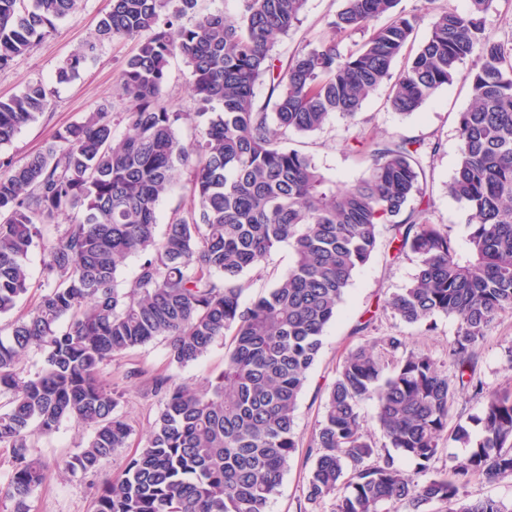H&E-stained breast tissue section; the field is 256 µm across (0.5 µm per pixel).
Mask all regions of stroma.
<instances>
[{"label":"stroma","instance_id":"obj_1","mask_svg":"<svg viewBox=\"0 0 512 512\" xmlns=\"http://www.w3.org/2000/svg\"><path fill=\"white\" fill-rule=\"evenodd\" d=\"M342 0H307L295 31L279 39L274 52L288 60L306 44L328 38L326 20L336 14ZM109 0H86L82 10L62 20L56 30L34 48L15 60L11 68L0 72V99L20 93L31 83H42L49 105L43 114L26 126L8 145L0 147V159L23 162L38 152L60 127L80 120L87 113L108 108L117 134H124V112L128 100L121 89V73L135 44L131 41L97 42V23L108 10ZM96 41L95 54L84 64L77 78L67 83L56 80V70L79 45ZM471 61L459 65L454 81L443 87L420 109L409 115L395 112L389 102L388 85H380L367 97L357 124L335 115L324 128L311 135L290 136L288 144L311 155L324 175L340 184H354L365 174L370 161L359 153L358 141L379 140L390 136L425 141L439 140V152L426 161L427 192L431 206L427 217L445 232L457 248H465L470 233L469 208L449 197L447 184L454 170L458 147L457 118L471 103ZM190 68L181 56L170 60L163 103L170 111L185 113L179 125L184 142H192L202 127L189 100ZM389 232H382L379 248L362 266L348 287L334 322L325 330L318 357L295 412V433L299 448L290 459L282 483L272 497L268 512H299L303 504V485L310 472L308 444L323 413L328 387L344 356L365 340L386 335L402 337L407 350L427 354L439 366L448 364V344L456 333V322L435 316L432 328L408 324L391 315L385 299L408 285L416 271L414 255L393 259ZM292 255L288 245H280L267 258L263 268L247 272L243 305H250L267 288L288 272ZM227 346L217 342L198 363L180 367L171 363L168 345L155 340L116 356L103 369V377L112 385L118 401L116 412L131 426L129 445L120 449L99 470L88 473L63 471L59 463L91 437V431L76 422H63L50 435L39 437L32 450L46 465L45 481L28 501L30 512H93V502L107 482L117 479L126 462L146 444L161 407L160 396L151 390L158 375L179 382L204 384L207 377L224 368ZM475 376L487 390L512 388V312L499 315L479 350Z\"/></svg>","mask_w":512,"mask_h":512}]
</instances>
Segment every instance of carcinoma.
I'll return each mask as SVG.
<instances>
[{"instance_id":"1","label":"carcinoma","mask_w":512,"mask_h":512,"mask_svg":"<svg viewBox=\"0 0 512 512\" xmlns=\"http://www.w3.org/2000/svg\"><path fill=\"white\" fill-rule=\"evenodd\" d=\"M82 0H0V70L56 29ZM307 0H236L232 12L194 16L197 0H111L96 41L72 52L57 79L78 75L97 43L134 39L121 74L130 102L127 130L115 135L101 108L59 128L25 162H0V317L30 288L28 256L44 255L48 289L0 334V448L11 450L7 495L14 512L44 479L31 454L36 440L65 420L92 430L88 444L61 461L94 472L127 446L131 428L117 415L112 385L101 379L113 357L160 337L170 361H199L232 332L224 370L204 388L156 376L162 407L151 434L94 512H267L298 448L294 413L307 374L357 270L387 224L395 257L412 253L411 282L385 308L408 324L436 315L457 323L448 345L454 374L429 356L383 336L352 349L331 385L308 446L313 465L304 501L333 497L332 512H512V504L462 499L476 476L512 478V392H491L472 417L479 436L458 423L454 441L468 452L451 473L418 481L379 452L363 429L373 405L386 446L432 468L459 390L474 380L478 345L495 317L512 311V40L486 34L492 0H469L461 13L438 9L426 40L395 77L396 57L419 17L399 0H343L326 25L333 37L296 51L286 67L272 49L300 22ZM389 17L380 27L373 22ZM363 33L354 51L342 37ZM191 67V99L209 115L195 140L178 133L186 112L160 103L170 59ZM474 59L472 100L459 114L458 149L448 196L472 210L465 250L426 218L424 154L439 143L389 137L359 142L367 174L341 186L289 135L314 134L333 114L354 120L368 94L390 83L392 109L410 114L451 84ZM270 80L268 100L256 87ZM48 107L45 87L28 85L0 100V146ZM185 201L157 234L158 206L181 171ZM292 248L288 273L250 305L243 275L262 268L280 244ZM139 259L129 291L117 273ZM33 348L31 373L20 366Z\"/></svg>"}]
</instances>
